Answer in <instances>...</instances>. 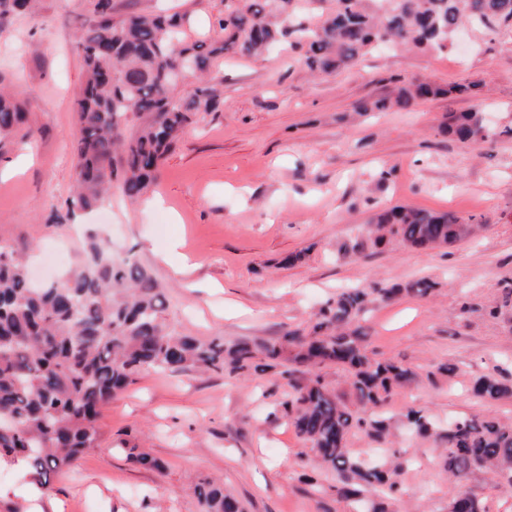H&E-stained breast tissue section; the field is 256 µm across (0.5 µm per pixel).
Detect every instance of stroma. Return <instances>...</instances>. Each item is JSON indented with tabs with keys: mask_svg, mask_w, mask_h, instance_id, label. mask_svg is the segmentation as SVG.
Listing matches in <instances>:
<instances>
[{
	"mask_svg": "<svg viewBox=\"0 0 512 512\" xmlns=\"http://www.w3.org/2000/svg\"><path fill=\"white\" fill-rule=\"evenodd\" d=\"M117 14L171 5L192 11L188 39L219 37L224 0H114ZM85 0H42L36 14L0 29V73L21 90L27 123L0 155V240H22L33 271L49 280L69 269L104 228L114 251L134 252L167 299L176 329L225 344L275 339L306 326L336 291L370 282H436L434 295L375 305L367 347L418 373L387 406L386 446L407 460L389 512H448V484L436 444L410 438L406 408L440 424L494 414L512 418V398L485 405L471 382L512 369V325L463 318L461 295L493 298L512 282V137L493 148L439 135L451 112L489 113L512 123V25L474 37L473 50L370 53L351 68L312 77L290 48L255 58L227 55L211 78L223 93L165 157L148 199L112 198L110 224L98 213L67 217L75 177L74 97L82 79L74 47ZM415 80L445 86L478 81L480 97L436 96L411 109L356 111L358 101L395 97ZM405 205L450 211L483 223L480 236L430 252L393 242L383 251L343 252L378 211ZM302 259L291 262L290 257ZM194 269L176 279L172 263ZM453 364L450 377L426 375ZM270 375L221 371L145 372L104 406L98 448L53 477L47 499L63 512H200L195 484L223 483L246 512H351L336 476L300 481L314 456L270 390ZM128 443L162 463L146 470L118 452ZM22 471L0 465V512H35Z\"/></svg>",
	"mask_w": 512,
	"mask_h": 512,
	"instance_id": "obj_1",
	"label": "stroma"
}]
</instances>
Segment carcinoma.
<instances>
[{
  "instance_id": "cac0c4a2",
  "label": "carcinoma",
  "mask_w": 512,
  "mask_h": 512,
  "mask_svg": "<svg viewBox=\"0 0 512 512\" xmlns=\"http://www.w3.org/2000/svg\"><path fill=\"white\" fill-rule=\"evenodd\" d=\"M41 0H0V28ZM318 20L297 21L298 0H225L221 39L186 38L192 13H128L114 16L113 0H87L88 16L77 39L84 82L74 108L77 174L67 216L96 209L113 188L132 202L147 193L160 164L181 133L201 112L220 107L221 93L206 76L225 54L260 56L293 35L307 68L330 75L353 65L384 44L443 50L457 30L492 31L512 23V0H308ZM192 65L196 82L180 86L179 72ZM480 84L448 88L418 83L400 89L393 105L407 109L418 100L453 93L478 95ZM20 93L0 72V152L25 123ZM440 133L469 145L493 143L512 134L484 127L481 113L450 112ZM482 225L450 212L395 206L378 213L366 239L354 250L379 249L398 239L416 249L453 246ZM29 245L0 242V460L23 458L30 479L47 488L54 475L98 447L100 409L145 371H223L245 376L270 372L286 381L280 406L319 467L336 473V497L354 512H388L384 500L398 491L403 463L379 465L349 447L363 431L375 442L389 436L381 412L417 379L395 361L367 354L362 321L375 304L400 295L427 297L437 284L421 278L390 287L343 288L310 323L264 343L230 346L178 332L164 318V293L153 274L131 252L112 253L109 241L92 235L74 267L57 282L30 281ZM465 318L508 317L512 286L487 305L464 296ZM345 366L343 386L326 381L323 368ZM482 403L512 397V380L499 370L473 381ZM410 433L444 447L443 469L458 483L479 472L497 487L512 490V422L493 415L457 418L445 429L423 411L404 414ZM201 512H243L240 502L213 482L195 485ZM448 512H485L475 494L451 497Z\"/></svg>"
}]
</instances>
